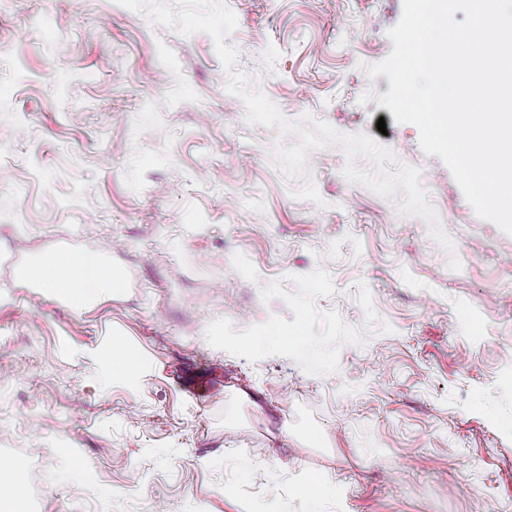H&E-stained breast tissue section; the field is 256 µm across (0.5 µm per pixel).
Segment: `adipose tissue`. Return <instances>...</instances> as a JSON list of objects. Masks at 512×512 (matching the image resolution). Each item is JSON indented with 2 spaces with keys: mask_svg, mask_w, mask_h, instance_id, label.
I'll return each mask as SVG.
<instances>
[{
  "mask_svg": "<svg viewBox=\"0 0 512 512\" xmlns=\"http://www.w3.org/2000/svg\"><path fill=\"white\" fill-rule=\"evenodd\" d=\"M20 279L37 282L41 288L63 297L75 305L85 300L87 284H94L97 291L109 293L122 286L121 279L112 275L110 267L88 256H76L55 249L45 250L34 265L21 268Z\"/></svg>",
  "mask_w": 512,
  "mask_h": 512,
  "instance_id": "adipose-tissue-1",
  "label": "adipose tissue"
}]
</instances>
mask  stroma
Returning <instances> with one entry per match:
<instances>
[{
  "mask_svg": "<svg viewBox=\"0 0 512 512\" xmlns=\"http://www.w3.org/2000/svg\"><path fill=\"white\" fill-rule=\"evenodd\" d=\"M239 69L291 120L364 133L421 171L428 223L313 151L297 198L211 37L116 0L0 6V462L31 512H512V235L479 219L420 131L365 93L402 0H225ZM385 131H378V121ZM101 255L125 288L74 306L10 263ZM307 336L309 361L269 331ZM145 359L109 371L113 338ZM205 386L202 396L184 391ZM86 477L69 485L74 461ZM336 488L330 486L317 475L310 476L297 488L298 496L308 505L307 512H322V500L330 493L335 494Z\"/></svg>",
  "mask_w": 512,
  "mask_h": 512,
  "instance_id": "1",
  "label": "stroma"
}]
</instances>
